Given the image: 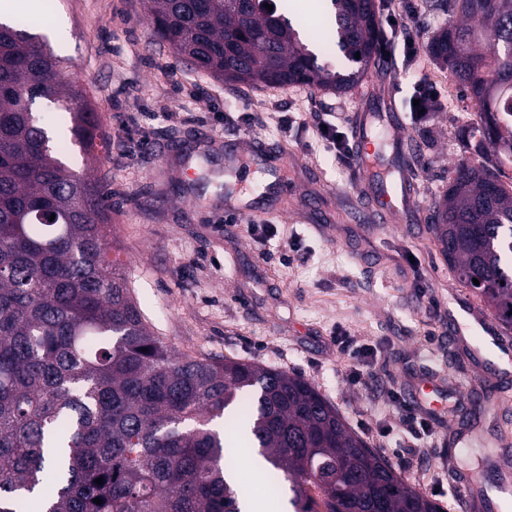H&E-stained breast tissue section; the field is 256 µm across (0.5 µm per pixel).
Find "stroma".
Listing matches in <instances>:
<instances>
[{"mask_svg": "<svg viewBox=\"0 0 512 512\" xmlns=\"http://www.w3.org/2000/svg\"><path fill=\"white\" fill-rule=\"evenodd\" d=\"M34 22L64 18L55 53L68 59L94 108L110 150L66 151L67 165L97 180L112 206L108 240L134 299L154 333L178 354L233 358L296 373L345 418L441 512H468L458 438L512 437V396L472 414L483 395L484 366L469 352L472 335L448 336V310L470 323L492 312L449 270L431 231L433 204L455 168L473 162L468 130L473 108L411 120L407 98L415 73L396 69L400 135L384 162L407 166L418 203L397 224L366 218L371 204L352 188L351 167L318 139V116L331 113L349 131L358 107L383 115L380 101L357 90L328 94L307 86L253 88L215 80L178 64L158 40L141 0H40ZM301 0H276L298 18L322 62L339 64L326 0L316 14ZM259 116L247 127L239 115ZM298 123L281 133L280 113ZM263 142L277 165L263 167L248 141ZM266 168L248 195L276 225L268 241L225 223L224 191L240 167ZM294 249H287V239ZM363 345L368 382L351 383L336 352V334ZM418 403L417 437L403 432L392 393Z\"/></svg>", "mask_w": 512, "mask_h": 512, "instance_id": "1", "label": "stroma"}]
</instances>
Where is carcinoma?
I'll use <instances>...</instances> for the list:
<instances>
[{"label": "carcinoma", "instance_id": "1", "mask_svg": "<svg viewBox=\"0 0 512 512\" xmlns=\"http://www.w3.org/2000/svg\"><path fill=\"white\" fill-rule=\"evenodd\" d=\"M328 2L349 71L319 63L270 0H142L159 40L218 81L345 93L375 62L379 18L375 0ZM428 8L460 16L430 54L475 103L470 133L489 151L459 165L432 230L457 279L511 331L512 187L495 162L512 163V0ZM37 98L64 103L71 139L93 146L94 110L67 60L0 23V512H240L211 423L244 396L249 444L289 483L295 512H440L304 378L178 356L149 329L108 258L100 185L56 157Z\"/></svg>", "mask_w": 512, "mask_h": 512}]
</instances>
